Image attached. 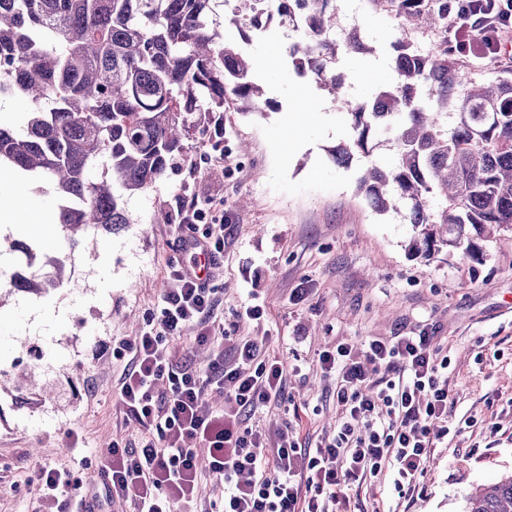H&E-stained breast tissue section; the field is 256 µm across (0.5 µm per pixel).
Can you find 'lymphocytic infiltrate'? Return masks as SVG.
<instances>
[{"label":"lymphocytic infiltrate","mask_w":512,"mask_h":512,"mask_svg":"<svg viewBox=\"0 0 512 512\" xmlns=\"http://www.w3.org/2000/svg\"><path fill=\"white\" fill-rule=\"evenodd\" d=\"M448 5L458 20L448 42L458 56L501 55L512 38V0H448ZM475 28L484 33L478 43L470 37ZM206 216L197 202L181 205L179 224L191 262L174 269L177 285L164 293L155 325L120 344L132 355L120 399L151 436L136 448L116 441L97 453L101 498L79 496L77 471L39 466L33 480L44 499L66 512H105L133 488L135 512H178L192 503L199 481L209 474L223 480L224 494L208 512H330V505L346 504V489L364 476H381L390 465L395 488L414 489L434 438L450 432L443 375L448 361L437 356L430 336L373 339L358 360L344 345L321 352L322 368L337 375L342 417L336 435L312 449L287 434L266 445L239 421L283 391L286 367L259 359V342H243L238 365L229 371L215 364H174L167 341L186 325H200L198 342L215 336L208 326L214 290L197 271L222 253L224 227L206 224ZM212 389L226 392L234 419L210 405ZM189 439L205 448V457L186 447Z\"/></svg>","instance_id":"1"}]
</instances>
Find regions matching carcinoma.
Instances as JSON below:
<instances>
[{
  "mask_svg": "<svg viewBox=\"0 0 512 512\" xmlns=\"http://www.w3.org/2000/svg\"><path fill=\"white\" fill-rule=\"evenodd\" d=\"M213 0H0V98L19 102L23 128L0 124V165L45 181L58 201L56 224L70 249L87 231L128 223L125 198L163 180L188 145L203 112L224 111L232 96L244 112L262 109L250 60L209 20ZM243 26L283 20L287 0H234ZM300 39L294 66L312 72L350 119L352 136L332 149L339 165L373 150L385 127L391 166L367 165L357 190L384 214L405 207L413 227L408 252L426 262L446 252L473 262L484 246L512 244V78L485 85L438 46L422 53L391 44L396 83L371 102H355L336 73V56L368 53L358 27H336V0H297ZM399 25L418 20L452 27L448 0H370ZM13 281L45 293L63 282ZM465 512H512V475L482 485Z\"/></svg>",
  "mask_w": 512,
  "mask_h": 512,
  "instance_id": "obj_1",
  "label": "carcinoma"
}]
</instances>
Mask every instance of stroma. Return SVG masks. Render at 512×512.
Masks as SVG:
<instances>
[{
    "label": "stroma",
    "mask_w": 512,
    "mask_h": 512,
    "mask_svg": "<svg viewBox=\"0 0 512 512\" xmlns=\"http://www.w3.org/2000/svg\"><path fill=\"white\" fill-rule=\"evenodd\" d=\"M230 17L225 0H213L211 21L252 60L268 101L262 111L228 102L210 114L187 160L128 197L132 224L84 238L76 257L56 227L49 248L27 229L0 235V254L11 261L0 270V512H44L30 482L41 463L67 464L115 440L140 445L144 430L118 396L131 360L113 347L140 335L173 285L171 271L189 264L176 202L192 198L210 204L208 223L224 227L210 279L220 334L200 345L196 328L185 327L173 344L177 361L229 370L241 341L263 340L264 357L287 368L283 396L243 415L242 424L267 443L288 431L312 448L335 435L341 418L322 351L428 333L448 358L454 430L435 441L412 493L369 477L348 489L347 512H463L475 488L512 474V247H489L480 264L456 254L410 257L412 226L403 213L377 214L356 190L368 160L392 161L388 133L375 131L371 158L338 165L331 150L349 138V123L313 75L295 69L287 53L295 32L280 24L245 42ZM337 21L359 27L375 49L336 60L349 94L363 102L394 82L392 42L426 52L443 40L417 25L400 28L365 0H337ZM269 58L276 70L265 67ZM372 67L379 80L362 81ZM307 100L315 112L303 113ZM219 126L220 154L208 145ZM20 242L34 258L18 252ZM48 257L65 264L60 286L44 295L11 288L15 274ZM251 304L263 307L260 319L244 316Z\"/></svg>",
    "instance_id": "obj_1"
}]
</instances>
